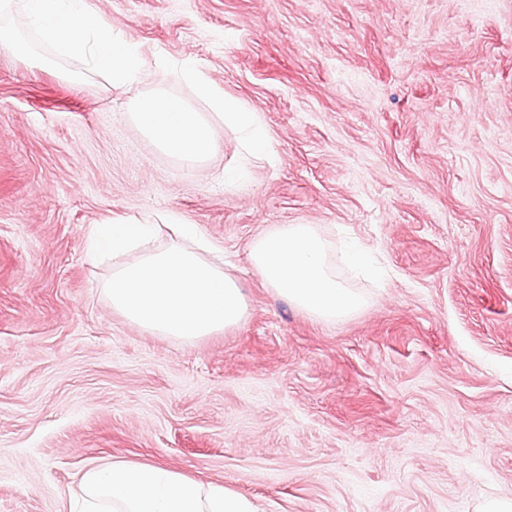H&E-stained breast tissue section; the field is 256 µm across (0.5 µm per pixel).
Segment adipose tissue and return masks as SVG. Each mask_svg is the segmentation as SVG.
<instances>
[{
    "label": "adipose tissue",
    "mask_w": 512,
    "mask_h": 512,
    "mask_svg": "<svg viewBox=\"0 0 512 512\" xmlns=\"http://www.w3.org/2000/svg\"><path fill=\"white\" fill-rule=\"evenodd\" d=\"M17 8L24 28L0 24V44L32 59L35 35L55 56L72 57V78L108 75L113 84L141 82L147 64L139 47L114 32L90 0H0V14ZM178 71L213 110L207 119L182 99L158 90L138 99L131 119L161 151L189 165L215 152L213 120L238 136L243 156L225 170L224 183L249 180L255 161L272 160L269 138L256 112L227 96L182 58ZM158 225L131 218L97 225L88 257L111 258L105 294L112 309L156 336L195 342L242 323L247 302L231 266L210 260L213 247L199 225L175 223L156 244ZM333 246L316 224H281L256 236L249 259L265 283L295 308L323 322L351 316L363 296L336 274ZM68 512H256L253 503L217 482H204L157 463L112 461L81 470L67 496Z\"/></svg>",
    "instance_id": "obj_1"
}]
</instances>
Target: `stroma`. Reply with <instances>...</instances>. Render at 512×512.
<instances>
[{"label":"stroma","mask_w":512,"mask_h":512,"mask_svg":"<svg viewBox=\"0 0 512 512\" xmlns=\"http://www.w3.org/2000/svg\"><path fill=\"white\" fill-rule=\"evenodd\" d=\"M145 79L79 81L0 46V512H62L91 462H155L257 512H482L512 499V0H91ZM257 112L273 163L224 187L130 121L176 65ZM164 66H157V59ZM174 214L239 277L188 343L114 313L94 225ZM318 224L386 275L321 322L262 279V231Z\"/></svg>","instance_id":"stroma-1"}]
</instances>
